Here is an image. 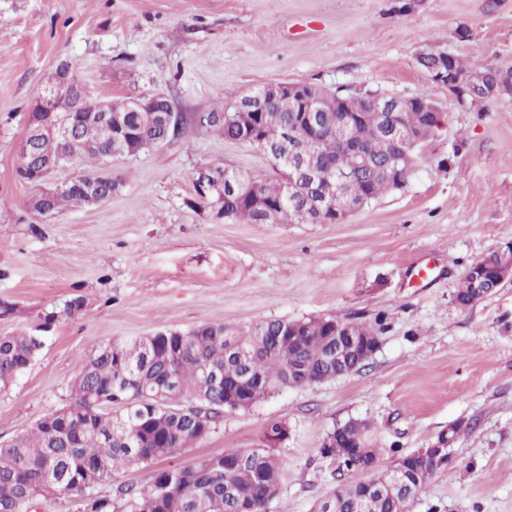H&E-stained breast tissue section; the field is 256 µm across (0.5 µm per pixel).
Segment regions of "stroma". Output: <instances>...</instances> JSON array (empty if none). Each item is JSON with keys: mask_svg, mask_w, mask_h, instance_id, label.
<instances>
[{"mask_svg": "<svg viewBox=\"0 0 512 512\" xmlns=\"http://www.w3.org/2000/svg\"><path fill=\"white\" fill-rule=\"evenodd\" d=\"M0 0V336L43 346L0 396V442L66 405L83 360L105 344L220 321L325 316L374 323L381 345L358 371L225 413L216 433L99 486L143 490L157 470L258 448L285 423L269 512H316L338 484L319 448L351 419L375 428L380 464L464 430L410 512H512V279L468 307L472 264L512 244V93L461 100L419 63L431 49L512 65V0ZM95 98L164 94L185 142L114 165L100 204L45 219L16 176L29 104L60 64ZM310 83L342 95L422 96L441 113L404 188L341 224H243L192 205L200 168L272 173L264 152L199 127L224 92ZM78 299L68 315L65 301ZM52 324H45L46 315Z\"/></svg>", "mask_w": 512, "mask_h": 512, "instance_id": "35a3bbf8", "label": "stroma"}]
</instances>
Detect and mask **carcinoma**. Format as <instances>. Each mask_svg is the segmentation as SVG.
I'll return each instance as SVG.
<instances>
[{
    "label": "carcinoma",
    "instance_id": "1",
    "mask_svg": "<svg viewBox=\"0 0 512 512\" xmlns=\"http://www.w3.org/2000/svg\"><path fill=\"white\" fill-rule=\"evenodd\" d=\"M453 62L462 79L480 72L489 88L498 90L512 83V66L467 65L457 57ZM61 78L73 86L86 87L68 64L61 65L47 85H54ZM252 94L266 114L261 138H254L238 123L232 109L239 96L233 91L215 108L224 113V120L207 124L206 131L215 132L226 141L255 145L272 157L280 150L285 131L292 130L301 136L303 150L317 154L325 177L331 179L336 173L352 175L346 188L336 189L338 202L362 196L375 200L396 189L394 182L360 170V156L339 147L336 129L315 132L299 122V113L281 109L265 99L261 89ZM130 106V98L97 100L89 91L71 110L62 106L46 109L40 96L30 103L31 112L53 113L51 127L55 130L71 126L79 139L99 142L98 148L77 156L87 181L56 193L50 203L52 214H59L68 204L92 205L97 193L91 189L90 181L103 176L100 170L93 169V164L103 163L106 153L115 149L121 155L137 154L142 145L161 135L157 127L133 124ZM105 109L123 119L127 138L114 144L101 132L100 116ZM377 125V113L368 107L345 135L378 163L386 164L394 157L393 144L390 136L376 132ZM273 172V178L240 170L234 175L247 182L253 192L262 194L279 183L280 171L275 168ZM326 187V182L312 178L300 187L297 197L281 201L268 223H314L316 213L308 209L306 202L321 195ZM214 201L227 219L263 223V215L245 197L226 193ZM455 301L462 307L476 303V289L469 276L459 283ZM350 332L356 337L355 345L347 349L339 363L322 354L327 338L336 335L332 319L324 317L268 319L244 327L208 322L187 333L171 331L101 347L82 364L68 405L46 413L37 422L36 430L0 445V512H33L40 499L48 497L50 486L83 494L84 512H240L244 503L249 504L251 512H268V487L279 486L283 462L267 444L261 448L229 449L175 469L161 470L145 491L122 486L112 498L98 495L95 489L125 466L150 467L206 439L226 411L249 409L277 389L332 381L338 370L344 376L358 371L368 360L373 329L354 322ZM229 342L246 355L224 352ZM41 347V337L34 334L0 337L1 393H8ZM212 368L223 372L224 385H214L205 375V370ZM115 402L131 404L133 408L108 410V405ZM320 454L335 461L341 475L370 474L380 491L363 501L362 486L342 484L321 504L319 512H409L410 502L425 492L442 470L432 460L411 453L398 455L387 469L379 468L380 449L376 448L373 429L358 420L333 429L321 444ZM397 466L406 471L410 489L405 493L391 492Z\"/></svg>",
    "mask_w": 512,
    "mask_h": 512
}]
</instances>
